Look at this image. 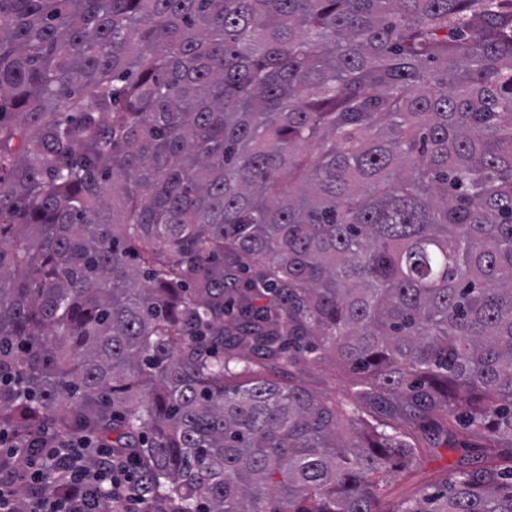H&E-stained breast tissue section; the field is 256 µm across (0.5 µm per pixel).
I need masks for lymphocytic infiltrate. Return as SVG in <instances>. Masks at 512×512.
Instances as JSON below:
<instances>
[{"mask_svg":"<svg viewBox=\"0 0 512 512\" xmlns=\"http://www.w3.org/2000/svg\"><path fill=\"white\" fill-rule=\"evenodd\" d=\"M132 454L109 448L89 447L86 440L58 439L41 455L29 456L15 434L0 431V512H99L88 486L97 482L107 487L119 512H147L148 491ZM58 470L70 485L68 497L42 492L37 498L21 497L19 483H43L46 473Z\"/></svg>","mask_w":512,"mask_h":512,"instance_id":"1","label":"lymphocytic infiltrate"}]
</instances>
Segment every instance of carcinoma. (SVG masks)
I'll list each match as a JSON object with an SVG mask.
<instances>
[{"label":"carcinoma","instance_id":"cac0c4a2","mask_svg":"<svg viewBox=\"0 0 512 512\" xmlns=\"http://www.w3.org/2000/svg\"><path fill=\"white\" fill-rule=\"evenodd\" d=\"M396 420L483 460L383 510ZM0 428L175 512H512V0H0ZM270 376L285 387L299 384L320 397L337 398L347 389L352 374L329 360L317 368L304 364L278 367Z\"/></svg>","mask_w":512,"mask_h":512}]
</instances>
